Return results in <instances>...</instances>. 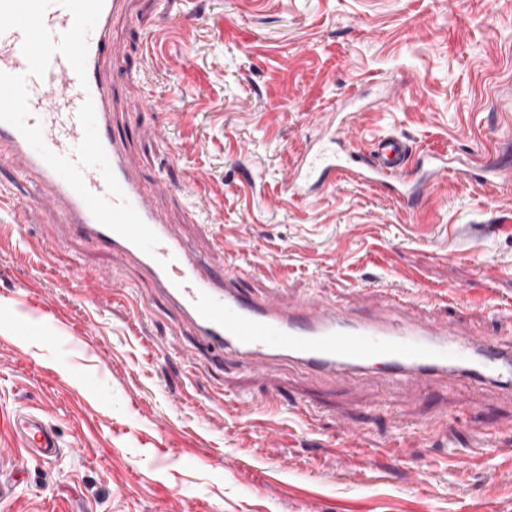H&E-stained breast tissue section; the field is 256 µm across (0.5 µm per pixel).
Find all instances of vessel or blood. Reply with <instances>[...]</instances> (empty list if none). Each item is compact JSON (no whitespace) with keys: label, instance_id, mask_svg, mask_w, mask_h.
<instances>
[{"label":"vessel or blood","instance_id":"obj_1","mask_svg":"<svg viewBox=\"0 0 512 512\" xmlns=\"http://www.w3.org/2000/svg\"><path fill=\"white\" fill-rule=\"evenodd\" d=\"M128 0H104L95 33L87 39L86 76L78 78L61 54H54L44 76L28 74L22 53L23 34L0 33V71L26 75L27 125L40 126L45 145L72 159L84 131L78 112L92 102L96 127L110 168L126 200L159 238L153 254L99 223L84 200L30 146L12 125L0 122V158L11 162L20 179L37 193L51 222L77 230L91 243L136 263L161 297L193 331L197 339L219 353H230L249 369L260 370L281 359L319 377L348 380L380 375L402 387L434 381L457 371L485 384L512 382V343L482 334L475 328L437 321L422 313L405 291L388 293L387 313H363L369 293L357 291L346 306L329 299L283 301L276 291L244 294L243 271L233 253L222 263L209 264L184 240L158 203L168 185L163 176L145 180L138 161L126 149V135L112 114L118 103L112 73L123 70L128 83H143L145 71L125 65L112 39L114 23L126 13ZM73 17L52 0L44 23L53 35L68 30ZM368 160L357 161L344 151L329 152L311 142L288 174V188L307 198L350 176L357 182L386 188L400 206L415 211L435 182L512 184V162L493 160L481 166L459 157L416 152L404 137L377 134L370 140ZM15 448H0V499L14 495L20 485L17 448L46 461L56 460L60 440L40 413L17 411L11 421Z\"/></svg>","mask_w":512,"mask_h":512}]
</instances>
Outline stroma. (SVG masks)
Masks as SVG:
<instances>
[{
  "label": "stroma",
  "instance_id": "stroma-1",
  "mask_svg": "<svg viewBox=\"0 0 512 512\" xmlns=\"http://www.w3.org/2000/svg\"><path fill=\"white\" fill-rule=\"evenodd\" d=\"M114 40L147 82L120 88L115 122L161 205L213 260L238 253L252 294L348 303L415 288L438 321L512 337V187L432 186L414 214L344 178L302 200L287 174L346 98L349 154L378 133L418 151L487 160L512 122V0H129ZM160 107L147 108L145 95ZM169 135L163 153L151 130ZM21 213L0 221V448L15 410L44 414L64 446L19 451L24 481L0 512H512V388L452 377L390 391L324 382L282 363L213 361L141 269L47 223L0 161ZM194 201L211 228L187 222ZM115 275L114 284L99 281ZM247 397L244 410L237 397Z\"/></svg>",
  "mask_w": 512,
  "mask_h": 512
}]
</instances>
